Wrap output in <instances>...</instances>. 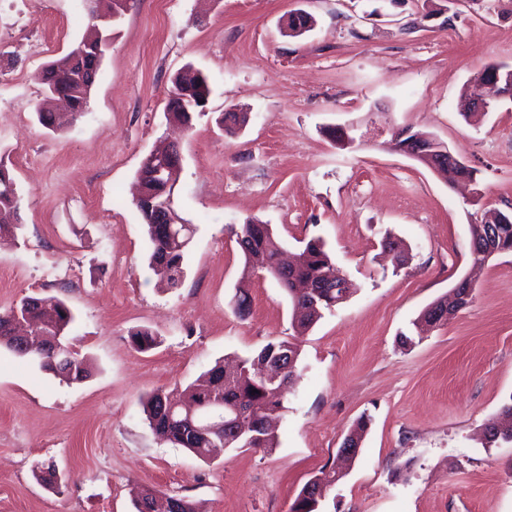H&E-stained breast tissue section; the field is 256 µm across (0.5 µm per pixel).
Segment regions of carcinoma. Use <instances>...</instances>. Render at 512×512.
Segmentation results:
<instances>
[{
  "label": "carcinoma",
  "instance_id": "carcinoma-1",
  "mask_svg": "<svg viewBox=\"0 0 512 512\" xmlns=\"http://www.w3.org/2000/svg\"><path fill=\"white\" fill-rule=\"evenodd\" d=\"M93 17H112L113 13L123 11L124 5L117 0H89ZM108 36L100 29H93L81 41L78 47L68 54L48 63L41 71L39 79L45 92L54 95L65 103L64 112L38 111V119L46 127L55 126L64 117L72 120L80 117L87 107L93 82L82 80L84 69L92 66L90 54L93 48H105ZM192 66H185L171 80L170 93L185 91L188 98H178L167 108V120L182 125L193 120L200 105L198 100L209 94L208 85H197L190 78ZM438 172L450 183L460 180L476 181V170L469 167H454L442 164ZM146 166L138 171V183L143 186L142 196L134 199V205L140 213L151 243L149 265L166 276L167 281L176 284L184 260V251L188 242L180 237L182 226L173 225V232H168L167 225L153 222L154 210L158 200L171 196V189L166 184H156L145 177ZM19 217V195L13 177L0 163V236H15L22 229L20 222L5 223L9 217ZM493 234L504 252L512 253V220L496 225ZM237 243H245L243 275L251 276L257 271L264 272L277 281L288 293L292 307V325L296 336L305 335L325 313L332 311L343 303L338 292L323 288L316 297L298 298L293 294L294 282L310 281L326 284L330 276L338 272L319 238L310 239L299 252L293 264L284 273L279 269L278 259L282 255V246L271 225L259 220H249L240 225L236 231ZM482 237L478 227L472 228L469 245L470 266L482 272L484 265L475 257ZM383 245L394 253L397 265L403 266L409 259V252L402 243L386 237ZM15 314L25 319L31 333L36 335L62 333L67 335L74 322V315L66 302L54 295H30L20 299L10 310L0 315V347L16 353L21 357L36 356L40 367L61 379L81 382L91 374L89 364L78 358L77 353L70 352V359L64 360L50 354H42L36 341L15 337L4 330L9 318ZM134 346L141 352L155 348L159 337L149 329H138L131 333ZM289 351L293 356L291 362L284 363L286 371L275 383L262 382L256 378L257 365L263 361L277 360V354ZM299 347L295 342H269L253 355L242 358L234 367V372L225 370L224 362L218 361L202 377L186 386L175 397L174 407L165 403L170 395L161 390L149 394L143 401V410L153 432L162 440L180 446L203 459L208 458L210 449L224 448H274L277 440L267 421L283 409L277 389L281 383L294 384L300 377L298 372ZM224 401V414L237 413L247 422L249 428L242 434L232 430L223 433L192 429L190 422L203 418L214 410L217 398ZM150 506L154 512H193L191 503L183 497L166 495L157 490L145 489L135 499L136 512H143V507ZM318 503L307 497V487H302L295 499L291 512H317Z\"/></svg>",
  "mask_w": 512,
  "mask_h": 512
}]
</instances>
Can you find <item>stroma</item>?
I'll list each match as a JSON object with an SVG mask.
<instances>
[{
	"instance_id": "1",
	"label": "stroma",
	"mask_w": 512,
	"mask_h": 512,
	"mask_svg": "<svg viewBox=\"0 0 512 512\" xmlns=\"http://www.w3.org/2000/svg\"><path fill=\"white\" fill-rule=\"evenodd\" d=\"M443 5L447 26L426 15ZM299 11L312 30L283 35ZM90 28L86 0L40 12L0 0V162L23 225L0 243V312L26 295L63 298L71 349L92 365L69 383L0 347V512H134L143 488L196 512H290L362 418L361 451L320 512H512V445L483 439L512 401V254L485 266L447 324L400 341L468 271L483 212H512V101L459 111L478 71L512 65V0H128L84 114L45 127L37 75ZM187 64L211 94L179 133L166 104ZM228 112L247 124L225 127ZM375 121L447 144L475 169L474 192L380 143L343 148L326 134ZM170 137L181 153L171 206L194 228L172 288L148 265L132 202L142 161ZM251 219L291 252L321 238L353 285L302 337L277 282L242 276L234 230ZM388 236L409 249L402 267L382 255ZM141 328L156 348L136 350ZM292 338L300 377L275 448L202 460L149 427L147 394ZM47 468L58 487L37 480Z\"/></svg>"
}]
</instances>
